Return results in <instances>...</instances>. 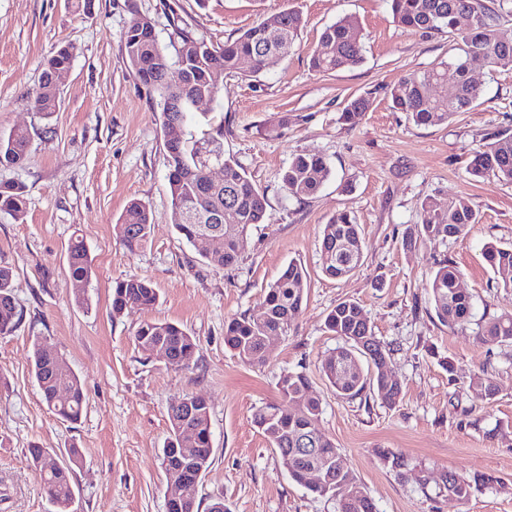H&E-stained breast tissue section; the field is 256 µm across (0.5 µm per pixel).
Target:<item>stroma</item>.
<instances>
[{"label": "stroma", "mask_w": 512, "mask_h": 512, "mask_svg": "<svg viewBox=\"0 0 512 512\" xmlns=\"http://www.w3.org/2000/svg\"><path fill=\"white\" fill-rule=\"evenodd\" d=\"M298 10L305 25L292 52L218 77L217 100L193 109L186 129H224L225 157L236 160L266 194V220L247 235L234 265L201 258L171 222L168 153L156 94L128 67L123 33L150 17L161 44L173 26L213 44L279 12ZM349 19L360 28L363 61L328 73L309 55L322 30ZM69 47L71 67L56 112L34 103L49 56ZM459 52L444 33L414 32L392 19L387 0H0V133H30L28 160L0 167V184L26 190L22 216L0 211V263L12 267L19 320L0 333V512H50L28 455L31 447L78 448V512H167L159 457L170 430L168 408L188 395L210 405L213 451L197 497L198 512L223 499L231 512H338V497L294 483L253 422L278 401L282 373L301 372L321 402L318 424L339 448L377 512H512V344L487 345L476 319L512 313V288L486 263L487 243L512 244V183L472 178L475 151L498 131H512V70L480 61L470 74L481 90L474 107L448 124L414 125L391 106L390 89ZM371 106L355 124L341 114L352 98ZM321 152L332 169L312 197L289 198L281 176L293 155ZM468 199L481 220L445 241L407 245L420 204ZM145 203L149 239L129 252L115 224L130 201ZM352 211L363 258L352 274L320 270L324 224ZM83 235L91 279L75 282L67 246ZM308 273V288L287 335L273 337L267 360L244 363L224 344V325L257 317L266 289L290 261ZM460 272L473 323L448 328L436 316L428 282L437 262ZM151 280L160 300L151 310H111L112 285ZM84 292L88 304L74 301ZM344 300L364 309L377 338L393 350L387 370L402 384L390 407L372 393L337 395L319 371L339 344L325 327ZM181 325L199 342L191 369L178 370L137 351L143 321ZM63 355L84 386L86 407L69 423L46 406L30 365L34 341ZM450 357L448 373L439 357ZM497 385L493 401L477 398L473 375ZM407 466L392 468L390 456ZM452 470L467 479L492 476L466 503L439 491ZM426 484H419V475Z\"/></svg>", "instance_id": "1"}]
</instances>
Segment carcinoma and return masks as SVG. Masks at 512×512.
Instances as JSON below:
<instances>
[{"mask_svg":"<svg viewBox=\"0 0 512 512\" xmlns=\"http://www.w3.org/2000/svg\"><path fill=\"white\" fill-rule=\"evenodd\" d=\"M394 21L407 29L422 32H442L463 43L462 54L448 62L403 79L390 91L392 106L406 113L417 126L448 124L456 114L465 112L477 102L480 89L469 75L467 61L471 54H482L491 59V69H512V46L504 47L499 26L506 14H512V0H495L489 6L484 0H389ZM469 14L473 25L465 32L458 31L456 19ZM304 26L303 17L296 11L284 10L247 29L239 37L222 45H213L197 38L191 32L173 25L169 54L157 39L155 24L148 17L134 20L124 31L123 44L129 69L140 84L155 92L158 104L169 98L190 102L210 86L215 70L237 71L243 60L251 61V70L257 73L264 67L266 57L275 52L282 56L291 51L298 33ZM363 60L362 37L359 28L341 19L326 26L312 50L309 64L318 72L336 71L354 66ZM150 61L153 66L179 67L180 83H169L162 75L148 78L135 70V63ZM71 56L60 47L48 59L45 75L36 96L38 108L44 115H52L58 106L59 91L51 85V75L70 68ZM448 85L454 93L442 104L436 91ZM369 108V100L352 99L341 118L353 124ZM217 136L193 140L182 138L168 150V193L171 198V221L179 234L190 245H195L199 224L179 221L176 215L185 208L207 213L218 207L224 210V256L220 263L233 265L250 228L265 221L267 199L235 161L224 158ZM30 134L26 129H13L0 136V167H20L28 159ZM219 161L224 166V188L213 189L206 180L209 164ZM331 173L326 158L318 151H305L293 156L282 175L288 197L302 201L315 195ZM468 173L481 178L493 175L512 183V135L501 131L491 142L475 151ZM24 186L18 183L0 185V210L13 214L23 212ZM421 223L409 229L407 243L417 239L459 237L474 224L480 223V214L468 201L460 198L441 209L431 199L420 204ZM115 229L124 246L131 252L146 242L151 229L150 212L139 200L131 201ZM484 257L504 286L512 287V247L488 243ZM362 242L359 224L350 211L334 216L322 230L321 270L330 278L351 274L361 264ZM68 265L71 277L79 282L91 279L93 269L87 249L80 235L68 245ZM459 271L448 261L439 262L429 284L437 317L452 328L472 319V303L458 288ZM14 272L8 265H0V328L15 324L19 317L14 297ZM307 288V274L302 265L291 262L278 279L269 286L263 297L266 318L262 322L247 316L233 318L224 325V343L249 364L266 361L265 339L284 336L290 329L294 315L301 307ZM159 293L145 279L121 280L112 287V317L118 318L133 307L153 308ZM328 331L342 340V345L321 362L320 372L346 399L356 398L370 389L381 402L394 406L401 393L399 380L386 374V363L391 349L374 334L362 307L354 301H341L328 313L325 321ZM479 339L488 345L512 344V314L493 316L479 325ZM138 351L149 355L156 346L166 348L170 366L188 369L199 350L196 337L171 322L145 321L134 333ZM367 366H362L361 359ZM31 373L38 384L49 409L64 421L80 420L85 397L79 377L65 358L36 342L33 346ZM64 381L68 390L52 399L55 383ZM280 401L260 407L254 413V423L279 452L289 477L308 491L319 496L336 495L345 487L358 486L352 470L341 463V453L335 443L318 428L321 405L310 393V382L302 373L285 372L279 382ZM471 388L484 400H492L497 386L477 375ZM192 408L183 401L172 403L168 416L171 432L160 458L168 462L165 473H174L181 486L177 498L167 502V512H195L201 476L210 465L212 432L210 407L200 396L191 397ZM30 461L39 473L43 489L54 512H69L75 491L74 466L79 464L78 449L71 448L61 457L52 448L29 449ZM443 492L448 498L467 502L477 483L448 471L442 474ZM339 512H376L372 499L364 490L359 495L340 500Z\"/></svg>","mask_w":512,"mask_h":512,"instance_id":"obj_1","label":"carcinoma"}]
</instances>
